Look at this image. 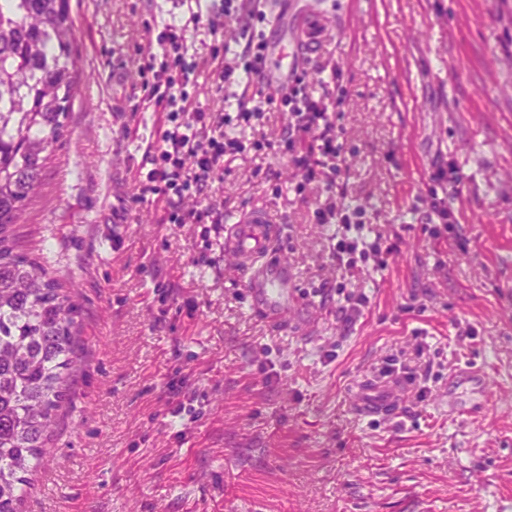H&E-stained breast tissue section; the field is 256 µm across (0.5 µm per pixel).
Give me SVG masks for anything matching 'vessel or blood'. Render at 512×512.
Listing matches in <instances>:
<instances>
[{
  "label": "vessel or blood",
  "mask_w": 512,
  "mask_h": 512,
  "mask_svg": "<svg viewBox=\"0 0 512 512\" xmlns=\"http://www.w3.org/2000/svg\"><path fill=\"white\" fill-rule=\"evenodd\" d=\"M278 228L271 212L263 206L238 214L226 228L224 250L231 255L256 309L272 325L287 323L293 312L297 280L288 260L267 261ZM394 388L367 385L359 404L361 411L383 414L394 405Z\"/></svg>",
  "instance_id": "b4317fda"
}]
</instances>
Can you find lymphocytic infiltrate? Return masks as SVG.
<instances>
[{"label": "lymphocytic infiltrate", "instance_id": "f902f5d3", "mask_svg": "<svg viewBox=\"0 0 512 512\" xmlns=\"http://www.w3.org/2000/svg\"><path fill=\"white\" fill-rule=\"evenodd\" d=\"M179 4L187 18L162 22L139 67L141 102L164 112L165 119L158 140L145 152L132 187L133 202H164L167 224H193L205 235L222 229L224 213L210 201L213 185L243 152L245 133L273 106L288 115L274 151L288 155L299 187L323 183L334 189L315 209L314 220L343 228L332 254L337 269L352 275L368 260L374 267H385L398 244L366 241L363 210L346 204L343 192L337 191L348 166L341 132L325 99L314 96L296 71L278 96L264 95V79L271 69L269 38L247 35L243 49L235 52L213 26L210 42L196 44L190 29L203 19L201 0ZM202 77L210 79L221 107H194L189 88ZM429 182L437 192L432 199V234L438 238L457 222L446 191L460 188L463 175L458 166L440 161Z\"/></svg>", "mask_w": 512, "mask_h": 512}]
</instances>
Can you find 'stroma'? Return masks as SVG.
I'll return each mask as SVG.
<instances>
[{
  "label": "stroma",
  "instance_id": "35a3bbf8",
  "mask_svg": "<svg viewBox=\"0 0 512 512\" xmlns=\"http://www.w3.org/2000/svg\"><path fill=\"white\" fill-rule=\"evenodd\" d=\"M170 7L71 0L82 82L16 235L75 282L81 362L22 512H512V0H259L278 51L339 103L365 235L399 241L351 277L362 313L339 312L313 294L337 276L336 228L313 217L327 190L297 200L286 157L241 154L211 201L280 220L299 284L282 328L251 308L223 237L131 201L161 121L134 92L140 54ZM440 160L466 181L436 241ZM390 366L394 414L360 415L358 387Z\"/></svg>",
  "mask_w": 512,
  "mask_h": 512
}]
</instances>
